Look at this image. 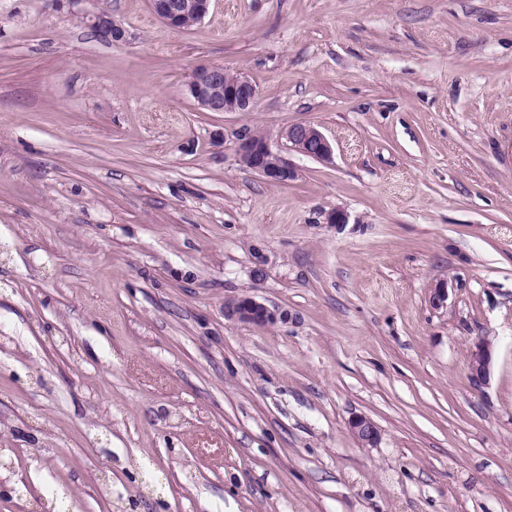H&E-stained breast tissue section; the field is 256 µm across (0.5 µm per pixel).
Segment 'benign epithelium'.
Here are the masks:
<instances>
[{
  "instance_id": "benign-epithelium-1",
  "label": "benign epithelium",
  "mask_w": 512,
  "mask_h": 512,
  "mask_svg": "<svg viewBox=\"0 0 512 512\" xmlns=\"http://www.w3.org/2000/svg\"><path fill=\"white\" fill-rule=\"evenodd\" d=\"M213 0H151L153 13L169 29L182 32L200 23L208 14ZM89 27L99 38L109 42H121L124 29L112 20L108 12L89 16ZM186 95L206 112H250L256 102V88L247 79L233 75L224 66L204 65L197 67L186 85ZM288 141L301 154L320 161L332 155L328 139L311 124H297L288 128ZM235 155L239 164L269 181L288 182L297 175L295 168L279 153L273 151L264 137L252 132L237 135ZM448 300V283L442 282L431 290L429 304L441 309ZM224 316L258 328L274 327L292 320L288 310L268 306L251 296L233 299L224 305ZM494 350L491 340L480 336L470 351V384L476 390L487 385L490 378ZM349 433L363 445H373L380 437L376 423L365 414H355L347 422Z\"/></svg>"
}]
</instances>
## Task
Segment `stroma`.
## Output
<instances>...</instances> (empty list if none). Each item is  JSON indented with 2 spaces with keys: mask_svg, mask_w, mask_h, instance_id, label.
<instances>
[{
  "mask_svg": "<svg viewBox=\"0 0 512 512\" xmlns=\"http://www.w3.org/2000/svg\"><path fill=\"white\" fill-rule=\"evenodd\" d=\"M0 512H512V0H0ZM213 0H152L153 13L170 30L182 32L200 23ZM89 27L99 38L109 42H121L125 38L124 29L112 20L108 12H98L89 16ZM221 88H224V95L218 93ZM186 95L206 112H250L255 106L257 92L247 79L214 64L194 70L186 85ZM286 136L294 148L304 156L320 161H327L331 158L330 142L321 131L311 124L290 126ZM235 155L239 164L269 181L288 182L297 172L279 153L273 151L265 137L244 131L237 135ZM224 316L258 328L287 324L292 320L287 309L270 307L251 296H242L227 302L224 305ZM494 350L491 340L486 336H480L473 343L470 351L469 374L470 384L476 390H481L487 385L490 378ZM349 433L362 445H374L380 437L376 423L365 414H354L347 422Z\"/></svg>",
  "mask_w": 512,
  "mask_h": 512,
  "instance_id": "stroma-1",
  "label": "stroma"
}]
</instances>
